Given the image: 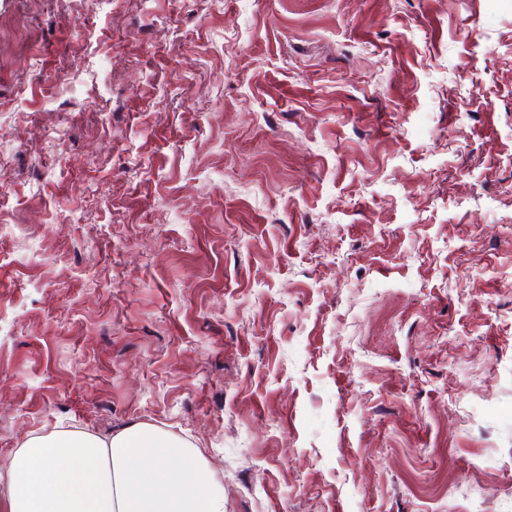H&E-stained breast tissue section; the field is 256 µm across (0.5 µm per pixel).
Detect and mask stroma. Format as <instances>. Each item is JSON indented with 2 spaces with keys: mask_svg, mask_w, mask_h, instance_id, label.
<instances>
[{
  "mask_svg": "<svg viewBox=\"0 0 512 512\" xmlns=\"http://www.w3.org/2000/svg\"><path fill=\"white\" fill-rule=\"evenodd\" d=\"M137 421L225 512H512V0H0V471Z\"/></svg>",
  "mask_w": 512,
  "mask_h": 512,
  "instance_id": "35a3bbf8",
  "label": "stroma"
}]
</instances>
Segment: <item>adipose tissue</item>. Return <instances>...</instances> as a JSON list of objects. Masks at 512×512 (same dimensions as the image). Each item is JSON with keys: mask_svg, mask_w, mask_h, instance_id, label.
I'll return each mask as SVG.
<instances>
[{"mask_svg": "<svg viewBox=\"0 0 512 512\" xmlns=\"http://www.w3.org/2000/svg\"><path fill=\"white\" fill-rule=\"evenodd\" d=\"M0 484L6 512H225L202 450L151 422L27 436Z\"/></svg>", "mask_w": 512, "mask_h": 512, "instance_id": "obj_1", "label": "adipose tissue"}]
</instances>
